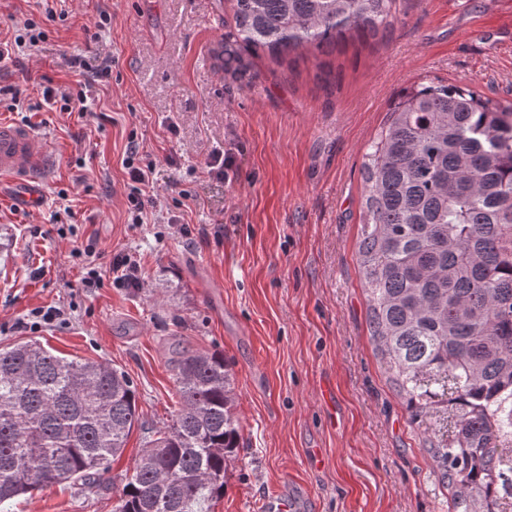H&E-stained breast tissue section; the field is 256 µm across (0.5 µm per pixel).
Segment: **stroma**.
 I'll list each match as a JSON object with an SVG mask.
<instances>
[{"label": "stroma", "mask_w": 512, "mask_h": 512, "mask_svg": "<svg viewBox=\"0 0 512 512\" xmlns=\"http://www.w3.org/2000/svg\"><path fill=\"white\" fill-rule=\"evenodd\" d=\"M0 0V39L24 23L36 54L0 63V118L26 124L55 157L40 204L0 187V346L39 340L55 353L125 371L148 426L178 407L172 352L219 350L231 366L243 446L214 512H267L276 490H305L297 512H448L421 431L370 340L358 262L363 155L394 97L436 77L512 105V0H399L382 42H350L294 67L254 59L248 79L218 72L216 0ZM107 22H100V13ZM111 55L81 118L40 104L71 86L64 53ZM332 71L319 78V63ZM21 110H13L14 102ZM154 166V220L128 222L129 140ZM233 159L203 175L212 149ZM189 229H169L168 215ZM109 267L124 253L142 289L84 287L76 247ZM62 321L35 325L34 309ZM133 430L110 481L18 499L12 512H113L143 445Z\"/></svg>", "instance_id": "1"}]
</instances>
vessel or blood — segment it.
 Listing matches in <instances>:
<instances>
[{
  "label": "vessel or blood",
  "mask_w": 512,
  "mask_h": 512,
  "mask_svg": "<svg viewBox=\"0 0 512 512\" xmlns=\"http://www.w3.org/2000/svg\"><path fill=\"white\" fill-rule=\"evenodd\" d=\"M50 161L32 131L0 119V181H9L13 197L24 209H32L40 196V174Z\"/></svg>",
  "instance_id": "b4317fda"
}]
</instances>
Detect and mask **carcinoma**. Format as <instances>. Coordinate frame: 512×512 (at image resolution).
<instances>
[{"label":"carcinoma","instance_id":"obj_1","mask_svg":"<svg viewBox=\"0 0 512 512\" xmlns=\"http://www.w3.org/2000/svg\"><path fill=\"white\" fill-rule=\"evenodd\" d=\"M222 68L382 39L397 0H227ZM358 258L370 337L423 427L453 512H508L512 461V108L441 81L404 88L371 140ZM179 407L146 426L128 375L37 340L0 347V512L46 487L96 493L136 427L115 512H213L241 447L224 354L174 364ZM451 414V434L431 420Z\"/></svg>","mask_w":512,"mask_h":512}]
</instances>
